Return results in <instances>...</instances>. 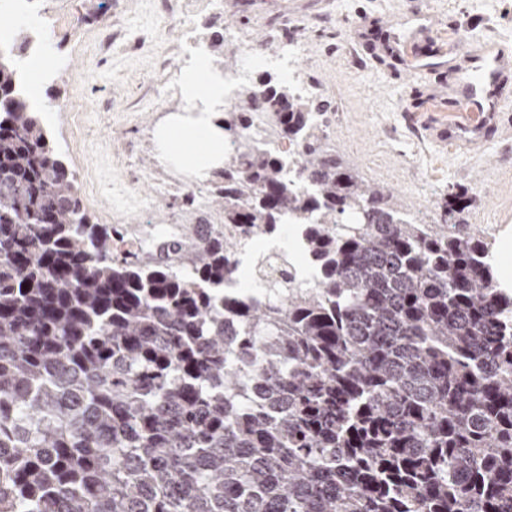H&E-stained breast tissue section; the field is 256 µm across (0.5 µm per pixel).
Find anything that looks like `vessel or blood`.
Masks as SVG:
<instances>
[{"mask_svg":"<svg viewBox=\"0 0 512 512\" xmlns=\"http://www.w3.org/2000/svg\"><path fill=\"white\" fill-rule=\"evenodd\" d=\"M437 67L448 68L457 77L455 109L461 122L430 130L438 142L454 143L467 153L482 152L501 125L500 87L512 78V44L481 41L465 44Z\"/></svg>","mask_w":512,"mask_h":512,"instance_id":"1","label":"vessel or blood"}]
</instances>
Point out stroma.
Returning a JSON list of instances; mask_svg holds the SVG:
<instances>
[{
  "instance_id": "obj_1",
  "label": "stroma",
  "mask_w": 512,
  "mask_h": 512,
  "mask_svg": "<svg viewBox=\"0 0 512 512\" xmlns=\"http://www.w3.org/2000/svg\"><path fill=\"white\" fill-rule=\"evenodd\" d=\"M181 0H34L38 28L20 36L47 38L55 62L43 76L53 119L52 144L76 179L92 223L169 224L179 201L150 177L157 124L182 115L169 78L185 64L186 42L208 48L213 16L197 10L190 28L157 33V21ZM227 30L245 29L275 51L284 33L306 39L297 68L319 85L316 103L327 123L324 142L369 184L391 188L405 211L439 221L448 196L464 195L456 218L477 235L512 228V130L468 154L428 137L433 125L455 122L448 104L453 78L419 69L420 61L447 57L465 41H512V0H219ZM428 16L429 36L402 43L399 59L382 48L399 15ZM69 110H59V103ZM139 176L140 204H129V169Z\"/></svg>"
}]
</instances>
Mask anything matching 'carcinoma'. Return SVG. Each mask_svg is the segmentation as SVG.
Wrapping results in <instances>:
<instances>
[{
  "label": "carcinoma",
  "instance_id": "obj_1",
  "mask_svg": "<svg viewBox=\"0 0 512 512\" xmlns=\"http://www.w3.org/2000/svg\"><path fill=\"white\" fill-rule=\"evenodd\" d=\"M0 53V512H512V293L490 245L417 222L317 134L301 193L239 144L212 191L226 224L308 228L322 274L230 294L216 232L122 255ZM263 80L224 111L237 143Z\"/></svg>",
  "mask_w": 512,
  "mask_h": 512
}]
</instances>
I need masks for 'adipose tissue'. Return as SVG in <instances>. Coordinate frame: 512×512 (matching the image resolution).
I'll use <instances>...</instances> for the list:
<instances>
[{
	"label": "adipose tissue",
	"mask_w": 512,
	"mask_h": 512,
	"mask_svg": "<svg viewBox=\"0 0 512 512\" xmlns=\"http://www.w3.org/2000/svg\"><path fill=\"white\" fill-rule=\"evenodd\" d=\"M183 100L200 108L194 123H161L156 133V156L166 162L184 163L206 170L224 162V133L216 127L212 112L224 101V80L205 53L192 58L180 74Z\"/></svg>",
	"instance_id": "adipose-tissue-1"
}]
</instances>
